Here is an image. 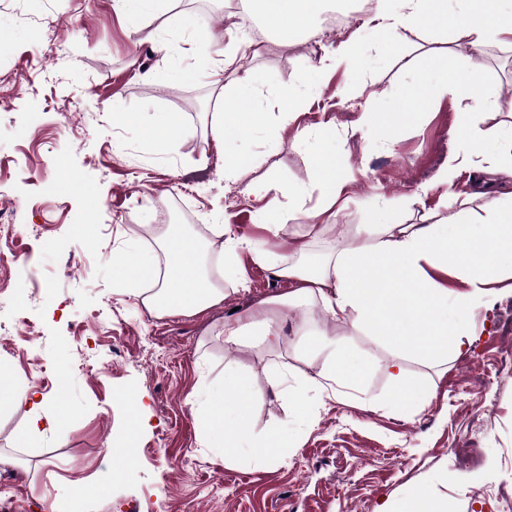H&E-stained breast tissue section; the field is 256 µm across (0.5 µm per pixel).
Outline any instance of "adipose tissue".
Listing matches in <instances>:
<instances>
[{"label": "adipose tissue", "instance_id": "1", "mask_svg": "<svg viewBox=\"0 0 512 512\" xmlns=\"http://www.w3.org/2000/svg\"><path fill=\"white\" fill-rule=\"evenodd\" d=\"M466 2V8L452 12L448 0H392L391 5H378L372 18L373 30L385 37L397 27L413 25L451 31L455 40L475 49L493 40L512 45V11H502V0ZM240 3L260 20L269 35L292 43L315 31L328 0ZM262 81V76L254 72L236 76L221 86L217 95L209 127L225 148V179L237 180L253 165L242 148L228 147L229 137L262 128L275 131L296 119L300 94L295 90L278 93L276 112L255 105ZM449 95L459 109V128L469 148L485 150L490 170L512 177V126L477 138L472 135L478 114L487 106L477 71L465 75L452 67L445 77L423 79L404 90L394 103L392 116L382 118L367 109L360 113L356 125L378 129L394 145L398 142V123L409 117L411 105L437 102ZM314 161L312 188L274 179L258 180L250 186L261 202L257 219L271 234H279L283 226L273 219L266 203L269 195L287 197L289 218H305L304 233L297 237L288 256L271 254L247 237L227 235L221 224L212 225L214 239L205 245L197 237L169 226L155 236L154 247L132 242L113 255L120 286L156 311L197 313L223 301L219 282L237 280L239 252L248 250L257 262L267 265L278 278L291 281L293 287L287 295L259 301L242 312L236 322L225 324V346H243L258 337L268 347H276L289 310L317 304L330 320L367 329L392 348L387 371L393 405L407 416L421 413L434 393L415 384L404 363L415 360L437 365L447 361L449 355H463L471 345L474 310L492 305L496 285L512 280V201L474 192L460 201L450 221L429 224H401L388 211L377 210L373 223L356 225L352 245L322 257L313 269L308 265L309 242L328 229L348 186L337 175L331 156L318 152ZM310 197L315 198V205H307ZM476 202L484 212L478 220L471 210ZM206 250L217 258V276L208 275L203 267L202 253ZM431 267L451 272L462 285V292L449 294L428 275ZM294 335L300 355L326 354L318 375H304L294 381L297 410L302 420L310 423L314 410L308 402L309 392L324 390L329 382L362 387L364 366L347 354L339 339L327 337L321 329L302 324ZM8 379L7 370L0 367V411L25 405L31 413L29 426L17 437L18 446H28L41 426L52 431L62 426L65 411L41 418L45 400L37 388L29 385L18 389ZM194 402L203 438L225 462L266 465L276 462L278 451L291 445L287 429L255 431L251 379L236 366H225L223 378L196 395Z\"/></svg>", "mask_w": 512, "mask_h": 512}]
</instances>
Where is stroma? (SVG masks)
Instances as JSON below:
<instances>
[{
  "label": "stroma",
  "mask_w": 512,
  "mask_h": 512,
  "mask_svg": "<svg viewBox=\"0 0 512 512\" xmlns=\"http://www.w3.org/2000/svg\"><path fill=\"white\" fill-rule=\"evenodd\" d=\"M232 0H174L169 13L136 20L122 16L113 0H5L0 5V211L21 231L14 260L0 262V364L15 386L38 372L63 370L70 382L48 389L46 413L58 404L72 417L45 431L29 447L13 439L30 418L27 407L0 413V512H50L71 480L94 478L83 512H135L148 500L153 512H378L406 498L420 480H434L437 496L452 512H498L512 500V336L502 325L512 318V295H500L477 311V335L467 354L441 369L407 363L410 377L434 384L430 406L413 417L388 407L391 348L369 331L330 321L319 308L295 309L290 318L320 326L342 340L368 370L364 389L340 386L316 397V421L287 422L281 375L317 374L322 355L297 358L293 336L275 350L254 342L224 345V325L251 302L286 294L249 252H241L243 282L224 283V300L192 314L155 318L118 290L113 249L129 239L149 244L153 228L179 224L210 240L213 224L231 225L258 247L288 254V233L272 236L253 216L246 187L252 175L229 182L224 161L207 125L219 92L209 76L174 83L167 76L157 40L195 43L185 17L221 32ZM365 65L330 72L314 91L306 86L320 54L307 40L283 45L267 40L238 52L239 71L270 72L275 88H260L257 101L273 111L278 89L306 95L297 120L277 134L258 130L243 143L261 159V172L294 185L313 177V141L301 130L336 132V164L349 181L348 201L334 228L311 245L312 253L345 248L359 224L377 208L405 224L422 215L443 219L432 185L446 155L460 149L452 98L416 107L400 125V142L389 148L378 130L356 129L362 108L385 113L409 85L440 64L449 49L462 68L483 66L488 101L512 102V46L490 42L482 51L452 34L419 27L399 28V55L385 51L375 33L356 16ZM151 71L153 82L137 79ZM28 83H21V75ZM130 122L116 123L113 113ZM176 112L185 132L166 152L145 137L153 113ZM492 197L512 199V178L490 175L479 160L458 174L451 193L475 185ZM239 198V206L226 197ZM26 296V326L12 328L14 304ZM246 371L256 399L254 418L263 430L288 423L296 448L268 466L225 463L207 448L199 414L190 398L220 380L225 365ZM499 365L500 378L484 369ZM142 396L147 427L135 432L127 396ZM448 482H438L440 474Z\"/></svg>",
  "instance_id": "stroma-1"
}]
</instances>
